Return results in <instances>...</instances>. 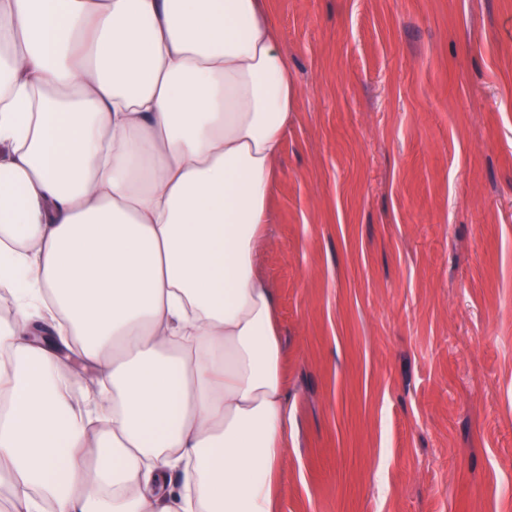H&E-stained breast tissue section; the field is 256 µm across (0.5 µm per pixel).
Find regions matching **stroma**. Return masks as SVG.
<instances>
[{
	"label": "stroma",
	"instance_id": "35a3bbf8",
	"mask_svg": "<svg viewBox=\"0 0 512 512\" xmlns=\"http://www.w3.org/2000/svg\"><path fill=\"white\" fill-rule=\"evenodd\" d=\"M277 512H512V0H268Z\"/></svg>",
	"mask_w": 512,
	"mask_h": 512
}]
</instances>
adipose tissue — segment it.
I'll return each mask as SVG.
<instances>
[{
  "mask_svg": "<svg viewBox=\"0 0 512 512\" xmlns=\"http://www.w3.org/2000/svg\"><path fill=\"white\" fill-rule=\"evenodd\" d=\"M297 103L266 0H0V486L16 512H276L260 270ZM95 374L73 396L64 349Z\"/></svg>",
  "mask_w": 512,
  "mask_h": 512,
  "instance_id": "obj_1",
  "label": "adipose tissue"
}]
</instances>
